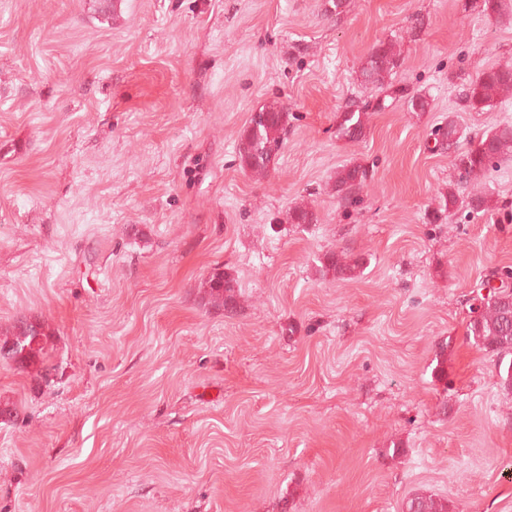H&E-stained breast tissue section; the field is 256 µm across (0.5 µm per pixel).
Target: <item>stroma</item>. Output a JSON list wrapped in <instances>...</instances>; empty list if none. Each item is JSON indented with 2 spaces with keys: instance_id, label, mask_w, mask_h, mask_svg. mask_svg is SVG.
<instances>
[{
  "instance_id": "obj_1",
  "label": "stroma",
  "mask_w": 512,
  "mask_h": 512,
  "mask_svg": "<svg viewBox=\"0 0 512 512\" xmlns=\"http://www.w3.org/2000/svg\"><path fill=\"white\" fill-rule=\"evenodd\" d=\"M480 3L0 0V326L38 319L51 346L0 361V512H512V390L467 335L512 272V162L471 186L492 209L433 218L455 175L434 129L463 149L512 123V95L460 100L512 65V14ZM383 41L400 66L364 88ZM273 103L261 178L235 148ZM301 204L317 223H289ZM331 250L362 276L323 274ZM216 269L235 313L202 301ZM512 92V66L496 65L483 70L463 85L460 98L469 110L493 108L498 96ZM370 105L371 101L366 100L357 109L343 112L336 126L337 138L350 141L359 139L364 133ZM283 110L272 104L258 112V119H249L236 147L241 168L258 175L267 173L284 144L288 113ZM365 179L366 172L357 166H343L336 171V195L344 207L358 205L357 190ZM407 512H448V501L433 494H416L406 503Z\"/></svg>"
}]
</instances>
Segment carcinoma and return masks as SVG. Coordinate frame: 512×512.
I'll use <instances>...</instances> for the list:
<instances>
[{"label": "carcinoma", "mask_w": 512, "mask_h": 512, "mask_svg": "<svg viewBox=\"0 0 512 512\" xmlns=\"http://www.w3.org/2000/svg\"><path fill=\"white\" fill-rule=\"evenodd\" d=\"M400 66V51L394 42H381L368 54L361 70L363 82L374 88L383 86L385 77ZM512 92V66L496 65L483 70L476 78L463 85L460 98L465 108L475 111L491 109L498 96ZM371 101L366 100L355 110L344 112L336 126V137L357 140L364 133L367 112ZM288 113L276 104L259 111V118H250L239 136L236 154L241 168L255 174L267 173L273 160L279 155L285 140ZM512 160V126L499 125L484 132L469 146L455 155L453 167L456 183L448 188L444 198V210L451 211L466 205L479 213L488 209L483 196H462L459 187L472 179ZM366 172L357 166H343L336 171V195L347 208L358 205L357 190L364 183ZM291 224H314L315 213L296 206L288 213ZM323 271L338 280L349 281L363 272V261L345 252H327L320 258ZM207 303L224 308L231 314L237 304L236 280L218 270L206 281ZM468 336L482 350L498 358L503 368L504 386L512 389V291L506 287L490 289V295L480 299L472 309ZM49 334L45 324L27 319L17 321L10 328L0 330V347L9 345L17 357L20 368L42 364L49 357ZM407 512H448V502L433 494H416L406 503Z\"/></svg>", "instance_id": "1"}]
</instances>
